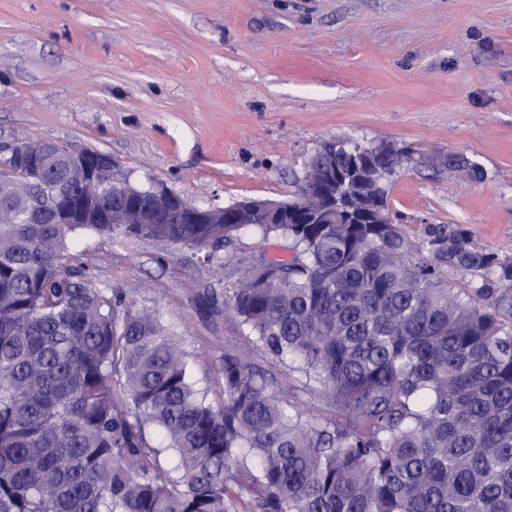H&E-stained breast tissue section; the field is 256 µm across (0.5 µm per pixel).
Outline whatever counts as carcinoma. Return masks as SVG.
Returning a JSON list of instances; mask_svg holds the SVG:
<instances>
[{
    "label": "carcinoma",
    "instance_id": "cac0c4a2",
    "mask_svg": "<svg viewBox=\"0 0 512 512\" xmlns=\"http://www.w3.org/2000/svg\"><path fill=\"white\" fill-rule=\"evenodd\" d=\"M334 143L341 170L360 150L389 177L410 160ZM441 164L485 178L460 152ZM335 191L383 223L55 224L50 180L0 198L42 210L0 223V512H512V257L457 224L412 238L383 181ZM243 230L291 252L224 286V315L281 380L228 345L216 407L158 311L97 287L70 245L163 239L221 267Z\"/></svg>",
    "mask_w": 512,
    "mask_h": 512
}]
</instances>
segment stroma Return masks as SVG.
Returning <instances> with one entry per match:
<instances>
[{
    "label": "stroma",
    "mask_w": 512,
    "mask_h": 512,
    "mask_svg": "<svg viewBox=\"0 0 512 512\" xmlns=\"http://www.w3.org/2000/svg\"><path fill=\"white\" fill-rule=\"evenodd\" d=\"M16 137L108 153L202 206L294 195L327 139L390 142L412 154L386 185L395 223L512 256V0H0V142ZM451 150L485 179L440 166ZM71 252L158 309L220 404L224 347L243 342L224 281L287 250L244 232L220 270L161 241Z\"/></svg>",
    "instance_id": "stroma-1"
}]
</instances>
